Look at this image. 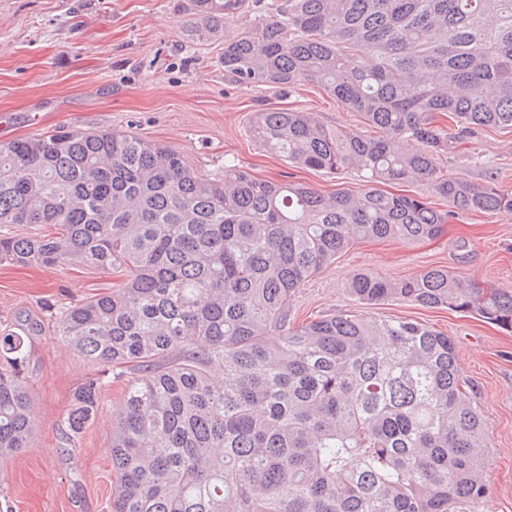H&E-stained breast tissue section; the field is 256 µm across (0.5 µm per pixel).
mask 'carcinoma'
<instances>
[{
	"label": "carcinoma",
	"instance_id": "carcinoma-1",
	"mask_svg": "<svg viewBox=\"0 0 512 512\" xmlns=\"http://www.w3.org/2000/svg\"><path fill=\"white\" fill-rule=\"evenodd\" d=\"M257 3L229 37L244 0H191L186 41L224 43L226 80L316 82L361 113L378 135L277 108L254 112L249 134L298 168H353L364 188L325 196L238 168L204 177L163 143L110 130L0 143V224L54 228L0 235V265L124 277L55 311L54 335L101 368L74 392L66 440L97 416L110 372L125 381L111 512H479L488 429L463 396L454 342L417 320L297 324L293 301L358 242L422 244L456 214L512 213L496 179L437 173L478 130L512 129V0ZM405 180L450 210L379 188ZM347 292L512 329V291L447 269L358 273ZM45 332L30 314L0 330V458L30 445L24 341Z\"/></svg>",
	"mask_w": 512,
	"mask_h": 512
}]
</instances>
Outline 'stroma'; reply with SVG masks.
Returning a JSON list of instances; mask_svg holds the SVG:
<instances>
[{"mask_svg": "<svg viewBox=\"0 0 512 512\" xmlns=\"http://www.w3.org/2000/svg\"><path fill=\"white\" fill-rule=\"evenodd\" d=\"M190 17L189 0H0V143L62 128L131 132L178 151L204 176L235 166L262 179L301 181L325 196L359 189L354 170L306 171L268 154L251 139L248 121L258 109H299L328 127L370 134L361 115L313 83L283 92L225 81L223 45L184 39ZM438 166L477 186L495 174L512 191V129L484 128ZM440 267L512 291V213L456 216L426 244L354 245L305 283L294 317L308 322L350 311L408 318L451 336L467 395L489 428L480 512H512V331L411 302L363 305L346 291L360 272L397 280ZM122 281L121 274L88 267L0 266V320L24 311L48 330L27 342L35 437L0 460V501L11 512H110L112 423L124 384L106 385L97 417L75 448L61 453L66 411L95 369L49 330L57 307Z\"/></svg>", "mask_w": 512, "mask_h": 512, "instance_id": "1", "label": "stroma"}]
</instances>
